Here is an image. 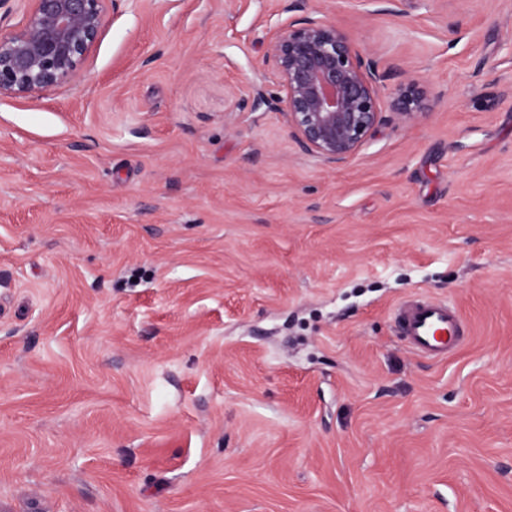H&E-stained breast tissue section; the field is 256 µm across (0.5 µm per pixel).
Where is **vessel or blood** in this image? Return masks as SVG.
<instances>
[{"label":"vessel or blood","instance_id":"vessel-or-blood-1","mask_svg":"<svg viewBox=\"0 0 512 512\" xmlns=\"http://www.w3.org/2000/svg\"><path fill=\"white\" fill-rule=\"evenodd\" d=\"M395 320L400 335L414 351L423 355L446 356L460 339L456 313L444 302L413 298L397 308Z\"/></svg>","mask_w":512,"mask_h":512}]
</instances>
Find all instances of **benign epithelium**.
I'll use <instances>...</instances> for the list:
<instances>
[{
  "mask_svg": "<svg viewBox=\"0 0 512 512\" xmlns=\"http://www.w3.org/2000/svg\"><path fill=\"white\" fill-rule=\"evenodd\" d=\"M19 30L0 31V98H40L76 82L108 0H28ZM266 62L284 90L288 125L302 147L328 162L354 157L384 121L380 88L391 70L362 56L338 24L307 16L272 39ZM390 109L403 124L426 112L419 80L400 84Z\"/></svg>",
  "mask_w": 512,
  "mask_h": 512,
  "instance_id": "7a95c632",
  "label": "benign epithelium"
}]
</instances>
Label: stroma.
Returning <instances> with one entry per match:
<instances>
[{"label": "stroma", "instance_id": "1", "mask_svg": "<svg viewBox=\"0 0 512 512\" xmlns=\"http://www.w3.org/2000/svg\"><path fill=\"white\" fill-rule=\"evenodd\" d=\"M289 2L108 0L0 99V512H512V0ZM316 9L428 107L342 164L266 63ZM395 320L400 335L423 355L444 357L460 339L459 320L445 302L422 297L407 300L397 308Z\"/></svg>", "mask_w": 512, "mask_h": 512}]
</instances>
